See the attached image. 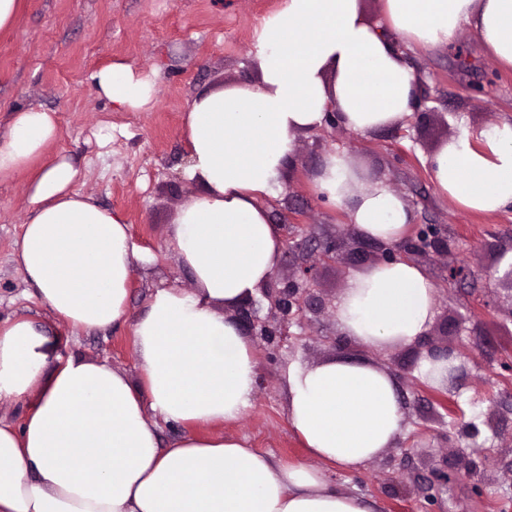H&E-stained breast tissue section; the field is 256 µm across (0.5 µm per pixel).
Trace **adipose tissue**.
Returning a JSON list of instances; mask_svg holds the SVG:
<instances>
[{"instance_id": "adipose-tissue-1", "label": "adipose tissue", "mask_w": 512, "mask_h": 512, "mask_svg": "<svg viewBox=\"0 0 512 512\" xmlns=\"http://www.w3.org/2000/svg\"><path fill=\"white\" fill-rule=\"evenodd\" d=\"M370 23L360 0H282L264 18L258 83L197 93L186 114L184 175L199 194L177 213L171 244L193 289L160 288L133 323L140 376L105 362L36 359L38 336L19 318L0 327V399L29 400L20 428L0 423V512H373L319 469L277 464L206 426L253 405L258 360L225 308L269 280L279 228L262 205L273 194L296 133L337 110L364 133L403 120L416 76L398 43L431 48L473 30L499 66L512 68V0H383ZM120 111L144 110L154 76L114 63L90 75ZM57 113L17 109L0 132V182L31 171L30 216L16 261L33 293L75 330H104L127 315L140 259L119 213L84 196L66 157L45 161ZM439 194L492 215L512 206V122L466 130L430 162ZM315 186L344 206L355 235L395 244L410 227L402 196L359 174L352 157L325 158ZM434 316L433 287L400 259L353 273L336 301L338 330L372 350L408 345ZM288 424L309 454L358 471L403 430L394 377L376 365L331 360L289 366ZM184 427L160 447L156 420Z\"/></svg>"}]
</instances>
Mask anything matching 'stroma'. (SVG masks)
I'll use <instances>...</instances> for the list:
<instances>
[{"label":"stroma","instance_id":"obj_1","mask_svg":"<svg viewBox=\"0 0 512 512\" xmlns=\"http://www.w3.org/2000/svg\"><path fill=\"white\" fill-rule=\"evenodd\" d=\"M282 0H25L15 26L0 33V129L29 105L54 111L60 133L47 151L80 170L79 190L120 212L131 239L151 257L129 286L127 322L106 330L75 331L57 321L28 293L15 260L30 205V172L0 182V322L26 318L40 331L37 347L49 364L78 356L105 361L130 377L139 374L131 321L160 288L192 289L190 270L170 245L180 206L200 186L183 174L187 164L185 112L203 89L254 83L256 32ZM419 82L411 113L400 124L360 134L344 126L302 132L274 195L263 198L281 232L282 247L270 277L286 287L297 267L313 264V304L280 333L248 336L259 372L254 406L225 424V436L276 460L316 466L287 423L282 375L295 360L369 362L387 369L398 386L404 430L392 448L359 471L327 467L343 490L364 496L374 512H512V292L491 279L495 247L512 240V206L494 215L472 213L440 196L429 161L463 129L512 121V70L500 69L478 36L461 29L450 45L406 50ZM157 73L150 108L115 111L89 82L111 63ZM347 151L370 177H385L412 215L410 235L430 225L448 238V251L421 260L434 288V318L416 343L374 351L337 329L334 304L354 272L373 265L375 242L351 237L341 207L322 201L314 179L325 157ZM335 239V259L320 243ZM471 270L450 279L454 266ZM454 347L466 374L455 386H429L419 372L427 349ZM460 448L491 457L490 483L475 496L456 481L427 502L432 470Z\"/></svg>","mask_w":512,"mask_h":512}]
</instances>
